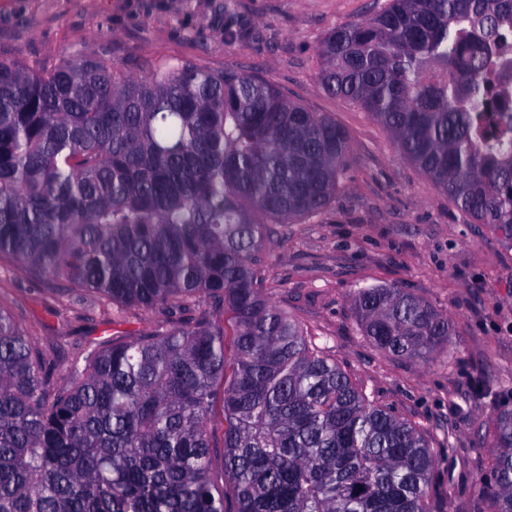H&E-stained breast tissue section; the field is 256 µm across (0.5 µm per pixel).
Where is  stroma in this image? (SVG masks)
Returning a JSON list of instances; mask_svg holds the SVG:
<instances>
[{
	"label": "stroma",
	"mask_w": 512,
	"mask_h": 512,
	"mask_svg": "<svg viewBox=\"0 0 512 512\" xmlns=\"http://www.w3.org/2000/svg\"><path fill=\"white\" fill-rule=\"evenodd\" d=\"M385 0H0V61L34 66L103 58L134 78L189 61L258 75L341 124L352 144L331 207L270 225L264 287L368 395L429 432L451 477L450 512H488L492 416L512 408V249L470 223L403 157L370 115L320 86L319 48L333 29L370 18ZM396 286L452 326L447 354L427 363L382 353L363 336L353 295ZM0 306L62 376L78 353L152 331L164 315L127 309L114 320L97 294L56 289L0 260ZM483 384L485 393L474 390Z\"/></svg>",
	"instance_id": "35a3bbf8"
}]
</instances>
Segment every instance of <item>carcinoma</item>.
I'll return each mask as SVG.
<instances>
[{
    "label": "carcinoma",
    "mask_w": 512,
    "mask_h": 512,
    "mask_svg": "<svg viewBox=\"0 0 512 512\" xmlns=\"http://www.w3.org/2000/svg\"><path fill=\"white\" fill-rule=\"evenodd\" d=\"M319 56L323 89L511 249L512 0H386ZM350 150L336 120L253 74L0 61V258L118 316L208 306L73 358L61 384L0 307V512H448L431 439L265 296L267 225L326 210ZM352 306L383 353L448 351V317L401 288ZM483 493L512 512L509 409Z\"/></svg>",
    "instance_id": "1"
}]
</instances>
